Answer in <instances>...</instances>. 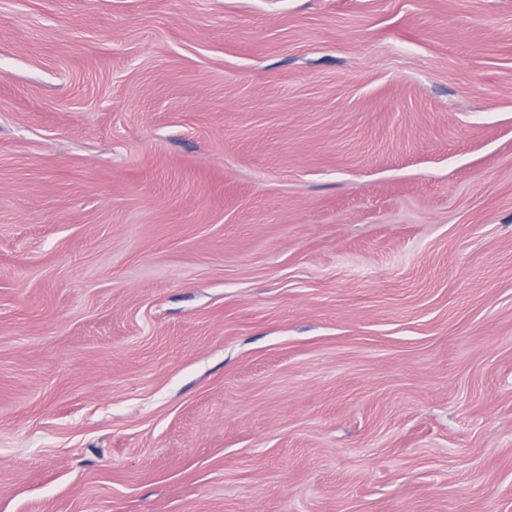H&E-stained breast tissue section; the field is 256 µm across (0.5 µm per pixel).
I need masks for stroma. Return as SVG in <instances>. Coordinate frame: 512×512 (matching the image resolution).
Listing matches in <instances>:
<instances>
[{
	"label": "stroma",
	"mask_w": 512,
	"mask_h": 512,
	"mask_svg": "<svg viewBox=\"0 0 512 512\" xmlns=\"http://www.w3.org/2000/svg\"><path fill=\"white\" fill-rule=\"evenodd\" d=\"M0 512H512V0H0Z\"/></svg>",
	"instance_id": "1"
}]
</instances>
